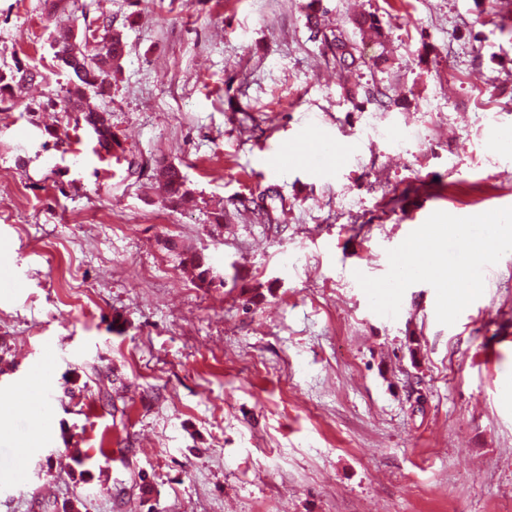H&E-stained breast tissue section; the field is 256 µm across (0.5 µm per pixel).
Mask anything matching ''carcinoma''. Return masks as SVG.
I'll use <instances>...</instances> for the list:
<instances>
[{"label": "carcinoma", "mask_w": 512, "mask_h": 512, "mask_svg": "<svg viewBox=\"0 0 512 512\" xmlns=\"http://www.w3.org/2000/svg\"><path fill=\"white\" fill-rule=\"evenodd\" d=\"M318 32L322 33V41L339 67L350 69L357 64L356 48L341 30L326 31L320 28ZM117 44H124L123 36L110 23L95 29L87 26L82 33L73 26L57 28L51 33L54 58L61 62L68 79L57 98L49 100L48 105L68 115H75V125L82 124L90 128L99 151L111 157L118 156L124 149L112 132L106 109L91 104V99L106 96L112 75L121 68L124 53L114 52ZM38 78H44L42 72L26 69L18 62L12 66L3 64L0 67V103L12 95L13 87H20ZM153 177L165 185H171L167 190L171 204H183L191 197L185 176L177 165L162 164L154 169ZM166 246L171 251L179 252L180 262L194 273L197 287L210 288L216 283L224 284L203 254L195 251L181 252L177 242L172 239L166 240Z\"/></svg>", "instance_id": "obj_1"}]
</instances>
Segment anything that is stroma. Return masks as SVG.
<instances>
[{
	"instance_id": "obj_1",
	"label": "stroma",
	"mask_w": 512,
	"mask_h": 512,
	"mask_svg": "<svg viewBox=\"0 0 512 512\" xmlns=\"http://www.w3.org/2000/svg\"><path fill=\"white\" fill-rule=\"evenodd\" d=\"M105 20L117 159L46 106L55 26ZM0 59L48 76L0 106V512H512V252L451 326L431 285L391 319L354 277L433 212L512 207V0H0ZM36 362L47 431L17 410ZM317 34H322V41L330 50L336 64L343 69H351L355 67L359 57H356V48L347 40L344 33L336 28L326 31L315 24ZM153 177L161 181L164 186L172 184L171 188L166 190L171 204H183L191 197L185 176L177 165L172 163L159 165L154 169ZM166 246L170 251L177 252L180 256L181 264L192 270L197 281V287L209 288L216 284V282H219V285L223 284V279L216 273L211 263L207 261L203 254L195 251L180 252L178 251L179 246L177 242L172 239L166 240Z\"/></svg>"
}]
</instances>
